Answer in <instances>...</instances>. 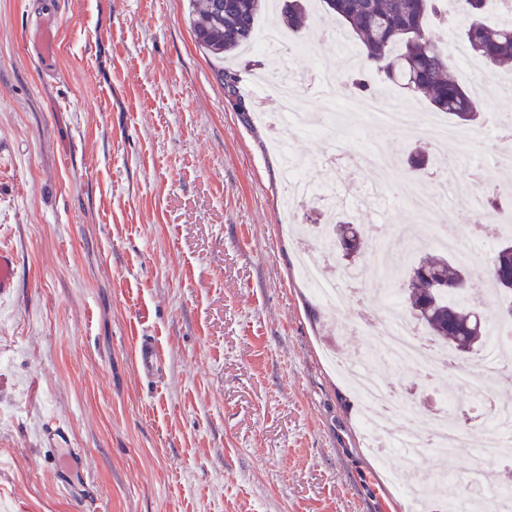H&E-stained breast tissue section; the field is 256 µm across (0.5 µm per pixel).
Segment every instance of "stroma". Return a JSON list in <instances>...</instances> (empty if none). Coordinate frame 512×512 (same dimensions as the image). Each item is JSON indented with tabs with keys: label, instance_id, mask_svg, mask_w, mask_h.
<instances>
[{
	"label": "stroma",
	"instance_id": "1",
	"mask_svg": "<svg viewBox=\"0 0 512 512\" xmlns=\"http://www.w3.org/2000/svg\"><path fill=\"white\" fill-rule=\"evenodd\" d=\"M188 0H0V244L18 286L0 300V512H415L403 461L378 458L365 405L329 361L373 349L365 326L319 301L299 268L284 214L276 140L318 162L332 140L351 153L382 140L399 169L430 148L423 135L270 128L274 94L243 124L224 97L220 63L195 42ZM311 13L301 53L227 57L240 91L281 67L292 78L336 65ZM58 49L42 54L36 31ZM338 198L376 189L359 224L415 257L438 253L435 215L415 210L389 172L323 168ZM164 353L140 374L137 337ZM411 395L400 436L454 383L383 366ZM50 419L84 453L79 494L57 487L64 457L43 446ZM432 450L426 479L459 482L480 450Z\"/></svg>",
	"mask_w": 512,
	"mask_h": 512
}]
</instances>
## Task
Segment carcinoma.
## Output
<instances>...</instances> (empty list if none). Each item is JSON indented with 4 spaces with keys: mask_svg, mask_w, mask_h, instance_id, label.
I'll use <instances>...</instances> for the list:
<instances>
[{
    "mask_svg": "<svg viewBox=\"0 0 512 512\" xmlns=\"http://www.w3.org/2000/svg\"><path fill=\"white\" fill-rule=\"evenodd\" d=\"M266 0H189L188 19L198 46L208 55L222 58L246 47L252 40ZM305 0H287L282 24L299 34L308 14ZM459 15L466 21L462 38L473 54L487 65L512 67V22L490 26L483 21L486 0H459ZM324 15L340 20L361 47L353 88L375 94L363 76L375 71L390 82H399L414 98L425 97L435 109L474 125L482 123L474 97L450 74V62L441 49L434 22L448 27V0H320ZM217 78L224 96L243 123L250 122L251 103L239 90L240 73L221 68ZM329 238L348 256L361 254L364 234L348 217L336 218ZM512 240L496 246L483 276L499 293L512 288L491 272L495 264L512 262ZM473 270L448 258L433 255L411 267V288L403 291L402 311L423 327L432 340L459 356L480 353L488 336L482 309L454 294L455 285L468 281ZM448 282V292L432 287L431 279Z\"/></svg>",
    "mask_w": 512,
    "mask_h": 512,
    "instance_id": "obj_1",
    "label": "carcinoma"
}]
</instances>
